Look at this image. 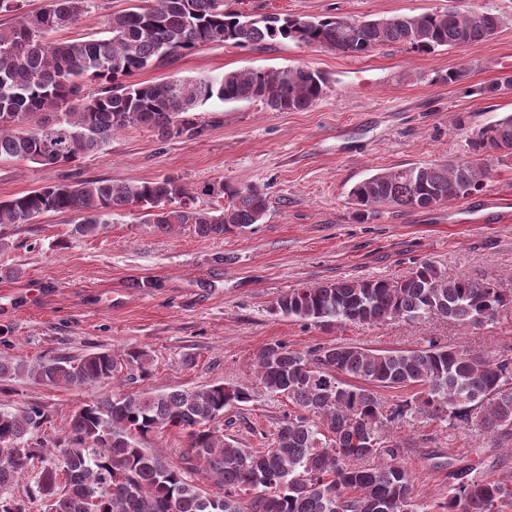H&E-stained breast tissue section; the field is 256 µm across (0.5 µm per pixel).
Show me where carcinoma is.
I'll use <instances>...</instances> for the list:
<instances>
[{
	"mask_svg": "<svg viewBox=\"0 0 512 512\" xmlns=\"http://www.w3.org/2000/svg\"><path fill=\"white\" fill-rule=\"evenodd\" d=\"M94 0H47L39 13L25 0H0V13L15 22L0 26V160L67 165L102 153L112 136L130 126L158 132L162 140L199 136L196 109L212 99L259 100L275 111H303L328 89L323 73L306 65L231 70L220 77L130 81L138 72L171 62L209 44L241 49L293 41L360 56L389 44L413 51L462 49L494 36L503 16L492 7L448 8L379 19L338 16L305 19L253 15L224 8V0H142L106 19V37L61 40ZM103 88L81 94L84 83ZM512 87L505 74L472 89L493 98ZM472 159L412 164L376 173L355 184L350 196L359 217L381 205L429 209L464 200L485 188L484 155L512 151V113L476 130ZM199 195L219 199L196 206ZM135 207L161 233L189 224L203 238L242 232L260 223L268 198L257 185L222 179L189 188L172 176L127 182L88 179L43 186L0 202V224H34L56 212H74L76 236L95 235L112 213ZM512 304V289L491 280L450 278L423 261L401 278H344L295 288L277 301L278 311L334 326L411 321L433 314L464 329L494 323ZM124 361L140 376L152 358L130 349ZM116 356L98 352L71 359L0 362V378L25 376L54 388L106 384ZM255 381L288 398L284 416L258 449L241 448L215 420L224 409L247 403L252 387L222 383L193 389L104 395L75 412L64 440L34 438L48 422L45 409L29 404L0 410V512H29L37 496L46 512H426L414 480L383 432L411 409L446 416L459 428L478 430L503 443L512 437V357L484 356L455 345L376 350L335 344L307 351L283 343L257 357ZM348 375L356 385L342 379ZM415 388L413 403L385 406L377 388ZM177 430L188 454L224 487L216 496L188 479L184 469L139 445V438ZM464 463L449 474L448 497L439 512H500L512 496L507 482L473 474ZM35 474V490L20 488ZM248 497H243V494Z\"/></svg>",
	"mask_w": 512,
	"mask_h": 512,
	"instance_id": "obj_1",
	"label": "carcinoma"
}]
</instances>
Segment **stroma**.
Listing matches in <instances>:
<instances>
[{"instance_id":"obj_1","label":"stroma","mask_w":512,"mask_h":512,"mask_svg":"<svg viewBox=\"0 0 512 512\" xmlns=\"http://www.w3.org/2000/svg\"><path fill=\"white\" fill-rule=\"evenodd\" d=\"M452 0H226L232 10L305 17L379 18L443 10ZM493 6L505 24L491 39L462 49L412 52L385 45L355 57L291 41L262 49L208 45L136 74L139 82L206 79L229 70L306 65L329 82L327 95L301 112L259 101H208L193 139L160 140L130 127L105 152L43 166L0 161V202L60 182L173 176L188 186L224 179L264 187V220L241 233L197 236L185 225L160 233L139 209L114 212L97 235L75 237L72 212L35 224L0 225V359H76L93 352L148 351L152 374L123 365L108 384L52 388L25 377L0 378V408L41 404L48 433L64 435L74 413L105 394L154 393L202 385L249 383L259 353L273 343L305 351L351 343L407 349L436 342L512 356V304L493 325L462 330L429 316L376 326H320L283 315L278 299L293 288L344 278H396L423 261L448 277L493 278L512 289V154L488 159L482 192L431 209L374 208L357 218L349 191L374 173L469 154L475 130L512 113V92L488 99L474 89L512 70V0ZM466 71L446 84L448 68ZM157 281L149 292L137 280ZM289 411L286 397L255 389L225 409L226 434L258 448ZM404 448L421 503L448 494V459L478 474H512V451L481 432L410 414L391 429Z\"/></svg>"}]
</instances>
